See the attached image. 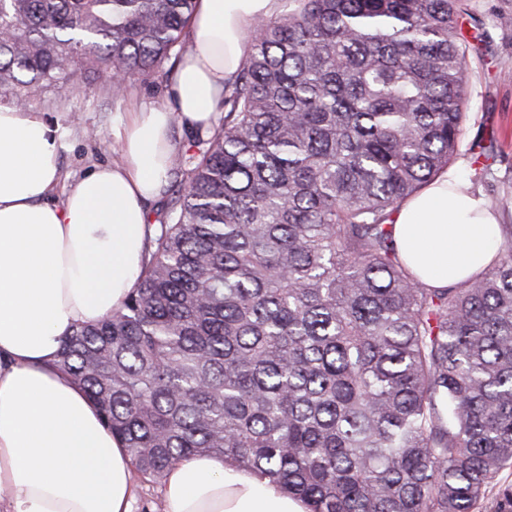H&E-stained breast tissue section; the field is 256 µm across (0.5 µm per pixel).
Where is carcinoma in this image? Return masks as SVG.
Instances as JSON below:
<instances>
[{"mask_svg":"<svg viewBox=\"0 0 512 512\" xmlns=\"http://www.w3.org/2000/svg\"><path fill=\"white\" fill-rule=\"evenodd\" d=\"M253 28L218 126L173 156L122 308L57 367L150 479L217 456L310 512H473L512 468V184L498 256L447 288L393 213L456 160L466 0H296ZM194 0H0V106L122 100L190 48ZM475 162L496 158L478 137Z\"/></svg>","mask_w":512,"mask_h":512,"instance_id":"1","label":"carcinoma"}]
</instances>
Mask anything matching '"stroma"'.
<instances>
[{"label":"stroma","instance_id":"35a3bbf8","mask_svg":"<svg viewBox=\"0 0 512 512\" xmlns=\"http://www.w3.org/2000/svg\"><path fill=\"white\" fill-rule=\"evenodd\" d=\"M472 11L482 19L490 37L486 49L468 59L467 119L460 150L453 167L461 181L480 193H488L493 181L512 177V0H470ZM170 77L135 83L121 104H113L105 78L90 76L57 109L45 97L30 100V109L42 112L65 133L59 157L62 186H70L95 165L120 159L117 131L130 111L159 105ZM494 136L499 162L490 174L472 166L469 147L477 136Z\"/></svg>","mask_w":512,"mask_h":512}]
</instances>
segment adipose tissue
Segmentation results:
<instances>
[{"mask_svg":"<svg viewBox=\"0 0 512 512\" xmlns=\"http://www.w3.org/2000/svg\"><path fill=\"white\" fill-rule=\"evenodd\" d=\"M281 0H197L190 49L163 104L130 113L120 163L60 183L65 133L40 112L0 106V512H131L130 454L95 405L57 369L79 325L120 309L153 230L149 207L167 185L172 121L212 126L225 83L252 49V23ZM401 259L444 288L487 268L499 217L447 170L393 215ZM165 512H309L279 485L221 457L197 456L164 476Z\"/></svg>","mask_w":512,"mask_h":512,"instance_id":"adipose-tissue-1","label":"adipose tissue"}]
</instances>
